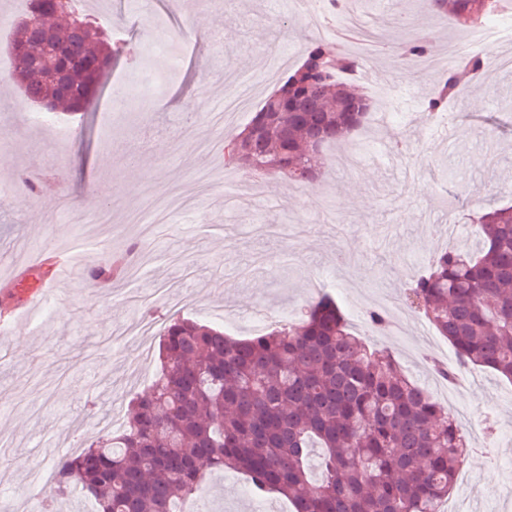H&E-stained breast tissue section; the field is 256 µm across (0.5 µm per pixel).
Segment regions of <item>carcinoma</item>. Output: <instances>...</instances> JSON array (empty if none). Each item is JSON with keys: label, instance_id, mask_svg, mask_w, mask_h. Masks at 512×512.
<instances>
[{"label": "carcinoma", "instance_id": "1", "mask_svg": "<svg viewBox=\"0 0 512 512\" xmlns=\"http://www.w3.org/2000/svg\"><path fill=\"white\" fill-rule=\"evenodd\" d=\"M28 0L24 32L11 29L9 73L20 94L51 116L85 112L83 98L124 43L86 19L83 0H64L59 22ZM504 0H423L474 29ZM59 45L62 78L49 80L39 61ZM320 37L276 89L282 105L264 100L224 145V160L248 176L286 172L298 184L320 172L323 151L366 124L371 101L348 90L340 72L361 65ZM399 59L428 55L421 35H408ZM490 66L464 55L433 84L426 111L446 110ZM476 229L478 247L449 249L408 288V300L452 344L461 366H484L512 380V205L490 204L454 214ZM113 268L86 270L89 285ZM152 390L132 401L119 432L53 466L50 495L72 491L97 512H179L204 491L206 472L245 473L258 496L277 493L294 512H441L453 489L464 435L444 409L399 369L394 356L355 335L336 301L318 297L301 318L240 340L196 320L164 325ZM319 449L316 463L311 452Z\"/></svg>", "mask_w": 512, "mask_h": 512}]
</instances>
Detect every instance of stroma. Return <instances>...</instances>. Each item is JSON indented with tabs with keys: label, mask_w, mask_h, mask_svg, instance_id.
Returning <instances> with one entry per match:
<instances>
[{
	"label": "stroma",
	"mask_w": 512,
	"mask_h": 512,
	"mask_svg": "<svg viewBox=\"0 0 512 512\" xmlns=\"http://www.w3.org/2000/svg\"><path fill=\"white\" fill-rule=\"evenodd\" d=\"M151 29L177 37L176 68L151 55L139 65L169 71L157 84L149 110L132 106L110 115L113 83L131 67L122 58L107 72L87 113L62 114L70 138L59 143L53 128L29 124L16 109L11 85L0 83V275L26 250L69 240L82 242L88 260L120 258L146 244L139 226L148 210L164 205L169 188L193 197L188 212H172L153 244L157 262L141 277H121L108 288L86 287L83 263H75L51 295L66 319L37 324L24 316L0 338L12 359L0 363V434L11 447L0 458V493L17 512L27 506L29 475L51 471L56 448L88 447L113 414L150 391L159 368V336H126L129 323L151 315L163 323L171 302L185 300L184 315L224 327L247 339L257 335V310L291 315L312 297L308 283L323 279L328 292L368 343L392 348L402 371L440 404L454 402L477 424L472 450L462 456L450 501L466 512H512V382L480 366L459 368L464 387L438 378L433 362L457 366L452 345L437 332L423 333L424 315L386 306L402 299L416 263L451 246L473 243L474 231L448 237V203L474 197L512 201V85L481 76L469 89L452 127L455 139L430 124L422 96L429 86L419 64L397 67L401 40L372 42L366 58L373 80L407 90L392 102L401 122L374 117L380 130L364 139L363 161L354 170L325 169L307 185L277 173L261 179L252 204L231 209L225 194L241 171L223 154L198 150L210 135L199 122L194 136L180 125L187 109L210 112L228 94L222 76L233 70L263 75V95L277 89L296 67L310 39L333 41L332 29L314 28L301 0H133ZM357 14L349 24L364 34L374 17L405 16L411 32L428 40L433 57L462 42L466 32L444 15L422 10L417 0H345ZM206 34H199L198 24ZM43 177L39 198H30L20 174ZM107 183V197L90 196ZM87 215L108 210L107 224L73 222L75 208ZM385 311L389 327L370 332L365 314ZM50 439L54 449L39 447ZM246 475L227 470L205 483L204 501L186 512H293L278 494L251 497Z\"/></svg>",
	"instance_id": "obj_1"
}]
</instances>
